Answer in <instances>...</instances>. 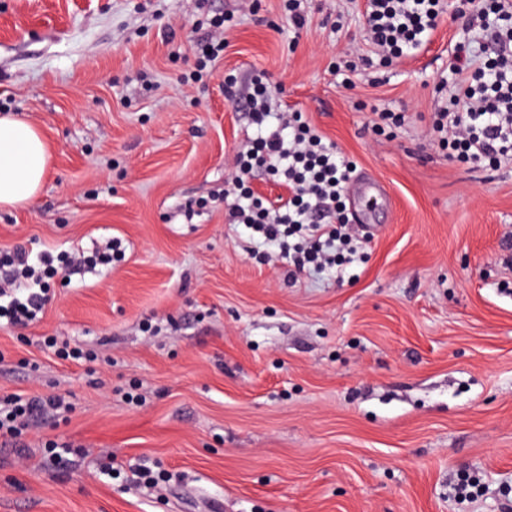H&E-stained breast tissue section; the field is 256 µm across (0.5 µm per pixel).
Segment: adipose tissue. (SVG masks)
I'll return each instance as SVG.
<instances>
[{
  "label": "adipose tissue",
  "mask_w": 512,
  "mask_h": 512,
  "mask_svg": "<svg viewBox=\"0 0 512 512\" xmlns=\"http://www.w3.org/2000/svg\"><path fill=\"white\" fill-rule=\"evenodd\" d=\"M48 148L29 122L0 116V206H17L32 200L47 172Z\"/></svg>",
  "instance_id": "1"
}]
</instances>
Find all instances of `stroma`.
<instances>
[{
    "label": "stroma",
    "instance_id": "obj_1",
    "mask_svg": "<svg viewBox=\"0 0 512 512\" xmlns=\"http://www.w3.org/2000/svg\"><path fill=\"white\" fill-rule=\"evenodd\" d=\"M366 2L303 0L296 32L282 0H0V115L50 155L36 200L0 208V252L125 250L0 325V402L72 405L25 452L0 443V512H512V160L474 168L428 136L477 35L440 16L347 87ZM219 20L224 53L194 78ZM256 74L353 161L347 197L388 192L347 278L290 276L216 197ZM389 110L402 126L376 133ZM73 341L82 357L59 355ZM464 474L483 491L461 501Z\"/></svg>",
    "mask_w": 512,
    "mask_h": 512
}]
</instances>
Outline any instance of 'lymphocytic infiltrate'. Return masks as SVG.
Masks as SVG:
<instances>
[{
	"instance_id": "lymphocytic-infiltrate-1",
	"label": "lymphocytic infiltrate",
	"mask_w": 512,
	"mask_h": 512,
	"mask_svg": "<svg viewBox=\"0 0 512 512\" xmlns=\"http://www.w3.org/2000/svg\"><path fill=\"white\" fill-rule=\"evenodd\" d=\"M440 0H368V44L380 63L408 54L428 40L436 27ZM512 19L504 0H485L482 12L465 20L468 27L493 32L503 53L474 66L471 47L457 49L456 82L450 105L437 112L432 131L457 158L496 166L512 157V32L502 22ZM278 129L249 140L234 159L235 175L227 188L234 201L232 223L245 225L264 243L275 245L296 271L340 275L363 242L352 234L344 188L353 164L323 142L294 111L281 115ZM268 171L288 188L276 205L246 187L254 170ZM54 259L30 260L25 247L0 261V318L13 325L37 319L47 302L45 275ZM70 407L57 395L18 396L0 409V438L23 448L22 436L38 419H56Z\"/></svg>"
}]
</instances>
